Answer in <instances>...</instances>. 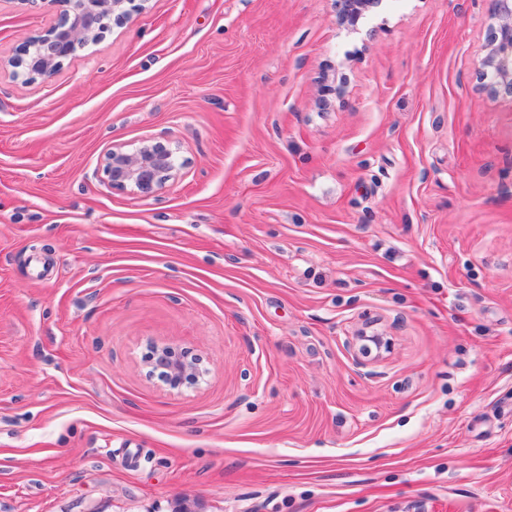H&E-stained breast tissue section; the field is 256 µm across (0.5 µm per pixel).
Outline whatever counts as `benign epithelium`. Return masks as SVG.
<instances>
[{"mask_svg": "<svg viewBox=\"0 0 512 512\" xmlns=\"http://www.w3.org/2000/svg\"><path fill=\"white\" fill-rule=\"evenodd\" d=\"M62 9L40 34L29 38L21 52L10 59L13 76L32 80L49 77L62 61L78 49L101 40L113 26L125 24L133 14H141L148 0H58ZM340 19L355 22L371 0H340ZM491 39L482 61V78L486 89L496 96L512 97V0H489ZM178 149L161 142L147 141L134 152L114 146L105 155L103 171L111 187L136 189L142 193H159L178 170ZM149 375L159 378L171 389L199 383L206 371L200 359L189 351L156 346L149 363Z\"/></svg>", "mask_w": 512, "mask_h": 512, "instance_id": "1", "label": "benign epithelium"}]
</instances>
